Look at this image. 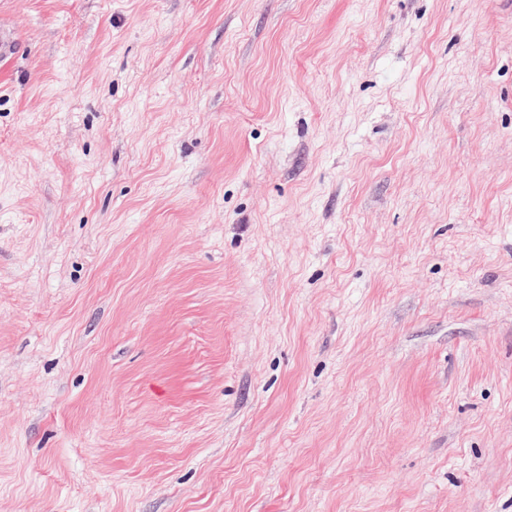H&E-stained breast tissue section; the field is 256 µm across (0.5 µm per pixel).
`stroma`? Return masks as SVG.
Segmentation results:
<instances>
[{"label": "stroma", "instance_id": "stroma-1", "mask_svg": "<svg viewBox=\"0 0 512 512\" xmlns=\"http://www.w3.org/2000/svg\"><path fill=\"white\" fill-rule=\"evenodd\" d=\"M0 34V512H512V0Z\"/></svg>", "mask_w": 512, "mask_h": 512}]
</instances>
